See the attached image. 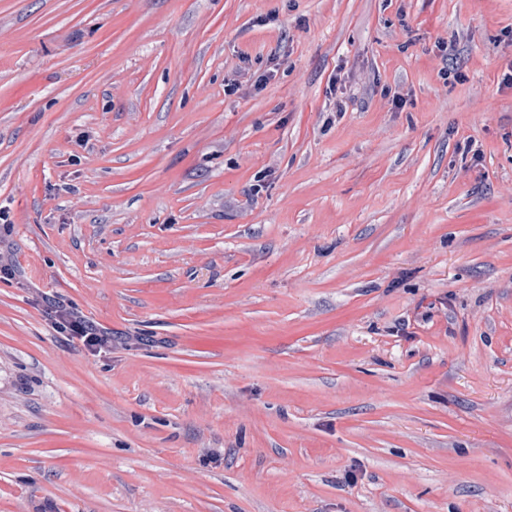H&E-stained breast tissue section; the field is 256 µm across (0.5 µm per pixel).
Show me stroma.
<instances>
[{
    "label": "stroma",
    "instance_id": "stroma-1",
    "mask_svg": "<svg viewBox=\"0 0 512 512\" xmlns=\"http://www.w3.org/2000/svg\"><path fill=\"white\" fill-rule=\"evenodd\" d=\"M511 70L512 0H0V512H512ZM3 220L4 236L2 237V231L0 227V277L8 278L19 275L20 264L16 259V254L12 250L10 243L7 241V237L10 235L11 223L7 219ZM53 308L57 328L61 332L67 333L68 336L80 338L89 350L95 351L108 341L109 334L107 331L85 320L71 307L58 302Z\"/></svg>",
    "mask_w": 512,
    "mask_h": 512
}]
</instances>
